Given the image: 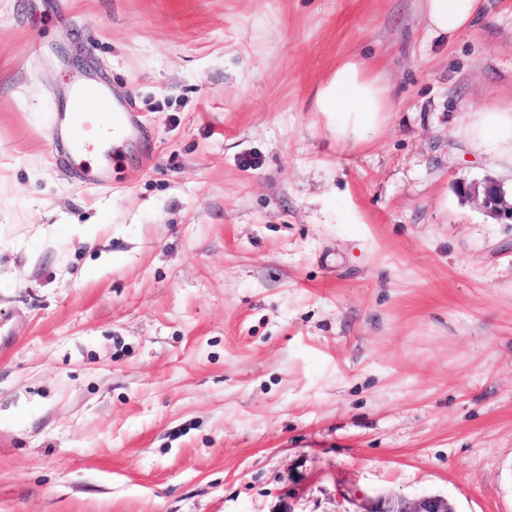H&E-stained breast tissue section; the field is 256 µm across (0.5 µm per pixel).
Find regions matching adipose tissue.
Returning a JSON list of instances; mask_svg holds the SVG:
<instances>
[{"mask_svg":"<svg viewBox=\"0 0 512 512\" xmlns=\"http://www.w3.org/2000/svg\"><path fill=\"white\" fill-rule=\"evenodd\" d=\"M423 19L429 32L455 37L479 20L483 0H423ZM390 88L360 59L337 65L319 86L314 109L326 118V126L345 147L359 145L367 132L382 127L390 112ZM460 129L474 151L487 155L512 179V104L491 105L464 112Z\"/></svg>","mask_w":512,"mask_h":512,"instance_id":"obj_1","label":"adipose tissue"}]
</instances>
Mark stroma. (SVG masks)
Returning <instances> with one entry per match:
<instances>
[{"label":"stroma","mask_w":512,"mask_h":512,"mask_svg":"<svg viewBox=\"0 0 512 512\" xmlns=\"http://www.w3.org/2000/svg\"><path fill=\"white\" fill-rule=\"evenodd\" d=\"M84 68L143 122L108 187L51 154ZM511 102L512 0H0V512H512V222L455 191ZM429 32L449 39L469 31L481 17L484 0H422ZM390 105V87L362 60L350 58L319 86L314 111L325 116L336 143L355 147L387 122ZM462 113L460 130L468 137L473 150L487 155L512 183V102ZM359 509L356 512H457L448 498L439 495H423L412 501L392 495L362 497Z\"/></svg>","instance_id":"1"}]
</instances>
